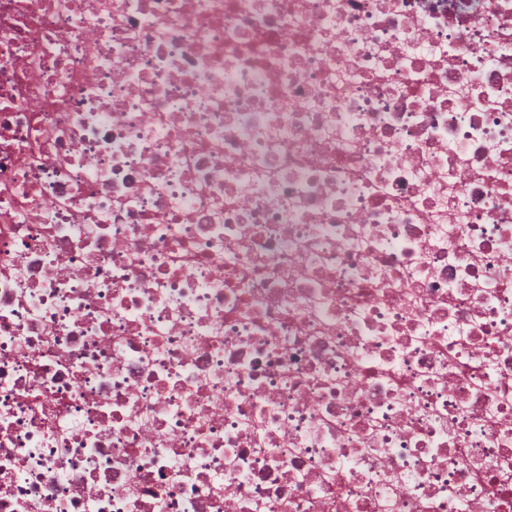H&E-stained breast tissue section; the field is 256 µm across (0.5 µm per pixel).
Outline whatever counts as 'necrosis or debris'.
Wrapping results in <instances>:
<instances>
[{
  "label": "necrosis or debris",
  "instance_id": "necrosis-or-debris-1",
  "mask_svg": "<svg viewBox=\"0 0 512 512\" xmlns=\"http://www.w3.org/2000/svg\"><path fill=\"white\" fill-rule=\"evenodd\" d=\"M512 0H0V512H512Z\"/></svg>",
  "mask_w": 512,
  "mask_h": 512
}]
</instances>
